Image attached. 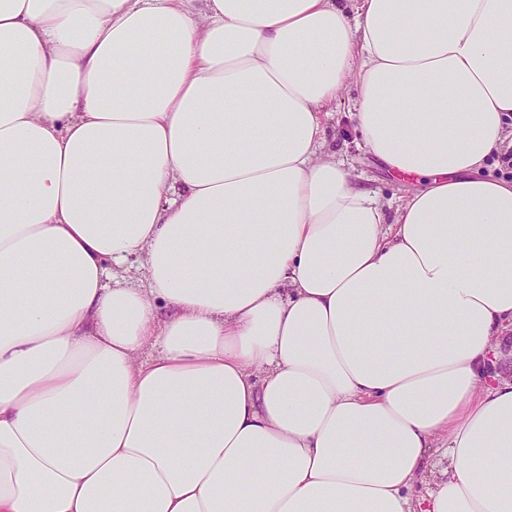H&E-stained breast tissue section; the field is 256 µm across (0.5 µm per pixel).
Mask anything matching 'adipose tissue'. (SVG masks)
Segmentation results:
<instances>
[{
  "instance_id": "obj_1",
  "label": "adipose tissue",
  "mask_w": 512,
  "mask_h": 512,
  "mask_svg": "<svg viewBox=\"0 0 512 512\" xmlns=\"http://www.w3.org/2000/svg\"><path fill=\"white\" fill-rule=\"evenodd\" d=\"M205 3L0 0V512H512V0ZM355 96V88L346 86L340 92L336 104L333 105L340 125L336 126V132L335 128H330L329 147L336 151V157L345 163L361 186L376 194L386 208L394 209L404 198L422 189L424 181L420 182L415 177L391 173L364 147L352 121L347 117ZM479 176L512 177V149H508L501 156L490 159L485 167L480 170ZM146 259L142 255L137 259H132L123 267H115L113 265V273L122 284L134 288H146Z\"/></svg>"
}]
</instances>
